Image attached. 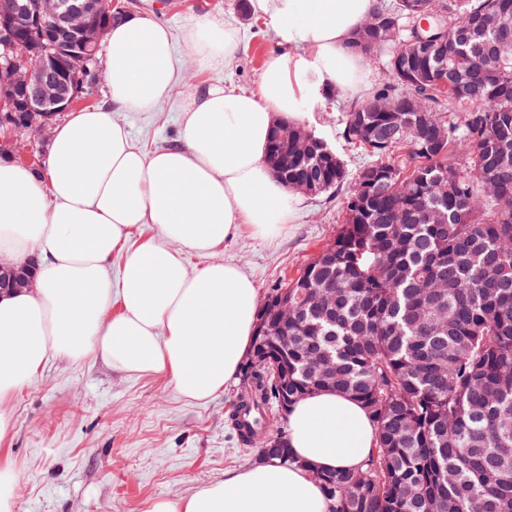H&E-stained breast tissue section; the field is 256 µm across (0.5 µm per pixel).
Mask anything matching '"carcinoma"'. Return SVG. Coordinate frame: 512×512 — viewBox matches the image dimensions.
<instances>
[{"instance_id":"1","label":"carcinoma","mask_w":512,"mask_h":512,"mask_svg":"<svg viewBox=\"0 0 512 512\" xmlns=\"http://www.w3.org/2000/svg\"><path fill=\"white\" fill-rule=\"evenodd\" d=\"M378 0L352 47L383 79L346 112L342 139L370 161L348 178L325 165L322 138L274 127L267 160L295 188L345 193L344 224L298 278L274 289L257 317L276 351L288 337V381L272 362H246L231 420L251 446L288 406L321 390L357 398L376 428L363 468L321 472L333 512H512V51L485 54L490 33L512 30V0ZM468 30V60L453 43L401 52L420 19ZM397 25L386 39L375 23ZM472 95L444 97L437 79ZM386 102L393 112L367 110ZM300 304L279 324L273 301ZM290 460L287 436L270 434Z\"/></svg>"}]
</instances>
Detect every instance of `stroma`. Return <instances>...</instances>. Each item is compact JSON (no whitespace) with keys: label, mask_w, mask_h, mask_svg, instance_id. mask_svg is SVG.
I'll return each instance as SVG.
<instances>
[{"label":"stroma","mask_w":512,"mask_h":512,"mask_svg":"<svg viewBox=\"0 0 512 512\" xmlns=\"http://www.w3.org/2000/svg\"><path fill=\"white\" fill-rule=\"evenodd\" d=\"M181 33L190 16L224 13L236 17L246 42L230 69L199 72L186 60L183 81L256 86L276 40L270 26L243 16L240 0H122ZM352 103L344 96L311 97L300 107V124L323 138L356 172L366 156L340 136ZM173 95L159 111L123 112L133 142L145 149L175 145L183 114ZM342 196L309 197L276 243L243 236L214 256L193 255L196 267L218 259L250 276L260 296L298 277L344 222ZM240 379L205 402L182 397L174 384L156 376L112 370L100 357L49 359L33 381L8 403L13 428L0 442V462L16 477V512H146L151 500L177 498L223 478L226 469L258 460L243 446L228 413Z\"/></svg>","instance_id":"1"}]
</instances>
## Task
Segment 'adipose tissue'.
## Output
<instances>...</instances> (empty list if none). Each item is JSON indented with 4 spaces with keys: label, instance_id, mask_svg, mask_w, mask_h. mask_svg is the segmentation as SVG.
I'll use <instances>...</instances> for the list:
<instances>
[{
    "label": "adipose tissue",
    "instance_id": "adipose-tissue-1",
    "mask_svg": "<svg viewBox=\"0 0 512 512\" xmlns=\"http://www.w3.org/2000/svg\"><path fill=\"white\" fill-rule=\"evenodd\" d=\"M376 4L249 0L276 38L254 92L180 87L184 54L203 71L232 64L243 45L235 20L195 16L179 35L136 13L113 22L105 101L55 126L45 171L0 155V263H36L34 287L0 296V441L12 426L4 403L53 356L92 353L123 373L165 376L194 401L223 392L252 349L258 291L235 264L192 270L187 257L246 227L275 241L294 219L303 199L266 162L270 132L297 119L314 86L346 96L364 83L351 38ZM177 91V144L136 146L119 113L156 111ZM146 224L156 235L138 238ZM375 442L355 398L321 391L288 415L291 463L227 470L188 496L152 500L147 512H331L316 472L361 468Z\"/></svg>",
    "mask_w": 512,
    "mask_h": 512
}]
</instances>
